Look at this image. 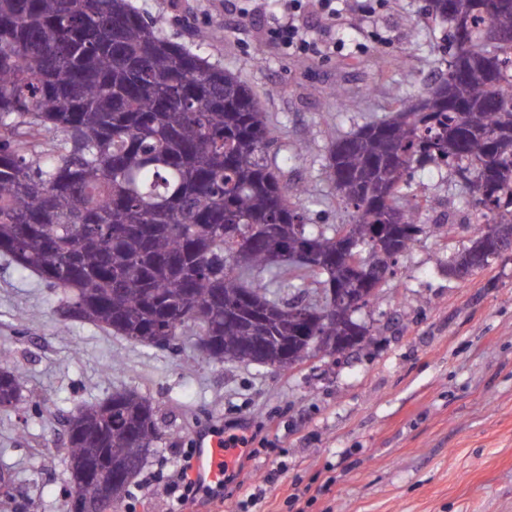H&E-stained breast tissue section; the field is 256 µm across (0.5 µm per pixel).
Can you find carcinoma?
Listing matches in <instances>:
<instances>
[{"instance_id": "cac0c4a2", "label": "carcinoma", "mask_w": 512, "mask_h": 512, "mask_svg": "<svg viewBox=\"0 0 512 512\" xmlns=\"http://www.w3.org/2000/svg\"><path fill=\"white\" fill-rule=\"evenodd\" d=\"M448 24V69L434 88L395 100L391 118L332 143L325 177L352 208L347 224H305L276 157L267 113L237 76L166 37L130 0H0V254L52 287L62 315L166 349L207 343L205 359L258 364L244 347L264 332L288 348L278 370L317 352V336L360 345L369 329L336 323L347 288L377 298L370 270L389 275L423 232L411 172L431 165L485 211L458 279L512 243V0H432ZM355 244L359 267L336 260ZM318 264L310 263V256ZM319 297L332 316L311 329L284 294ZM32 403L22 371L0 363V409ZM68 461L111 485L123 512L129 482L110 465L157 438L153 402L134 390L67 420Z\"/></svg>"}]
</instances>
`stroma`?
<instances>
[{"label":"stroma","instance_id":"35a3bbf8","mask_svg":"<svg viewBox=\"0 0 512 512\" xmlns=\"http://www.w3.org/2000/svg\"><path fill=\"white\" fill-rule=\"evenodd\" d=\"M166 36L213 32L204 56L258 96L290 181L308 188L307 223L350 216L322 173L333 141L388 118L399 97L447 70L448 29L423 24L428 0H384L369 17L356 0L335 30L316 28L320 53L291 55L267 33L279 0H132ZM248 21H240L239 9ZM347 47L332 50L334 37ZM412 190L426 225L376 302L356 312L364 349L317 355L282 373L209 364L190 339L160 350L63 319L53 289L0 257V352L38 403L0 410V469L15 479L14 512H65L66 422L84 404L133 389L153 401L159 438L146 471L180 464L204 434L249 437L223 497L186 512H236L273 467L282 473L253 512H512V255L462 281L448 255L469 246L471 208L435 169ZM449 223L435 225L432 210Z\"/></svg>","mask_w":512,"mask_h":512}]
</instances>
